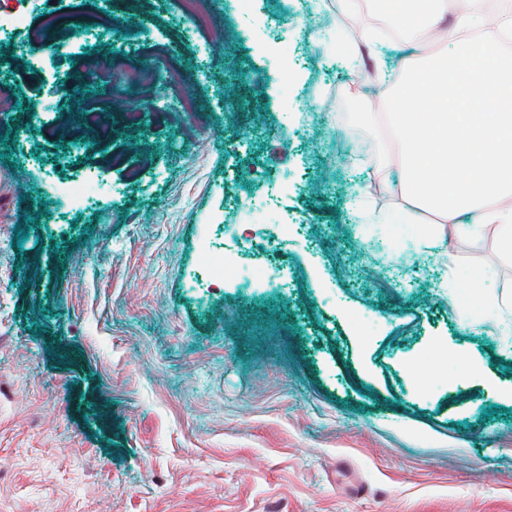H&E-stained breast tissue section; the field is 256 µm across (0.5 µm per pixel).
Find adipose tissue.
<instances>
[{
  "label": "adipose tissue",
  "mask_w": 512,
  "mask_h": 512,
  "mask_svg": "<svg viewBox=\"0 0 512 512\" xmlns=\"http://www.w3.org/2000/svg\"><path fill=\"white\" fill-rule=\"evenodd\" d=\"M420 28H436L440 18L453 24L443 41L446 52L404 67V79L379 68L366 76L349 68L350 84L362 82L383 88L391 106L390 126L399 151L390 158L377 153L364 166L398 171L397 208L401 223H419V244L445 256L449 280L467 291L456 249L476 246L489 232L497 241L484 262L490 304L512 313V281L497 278L499 269L512 268V207L496 205L512 197V69L495 57L475 58L478 35L512 40V14L479 10L474 0H408Z\"/></svg>",
  "instance_id": "ef3b65f1"
}]
</instances>
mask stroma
I'll use <instances>...</instances> for the list:
<instances>
[{"instance_id": "obj_1", "label": "stroma", "mask_w": 512, "mask_h": 512, "mask_svg": "<svg viewBox=\"0 0 512 512\" xmlns=\"http://www.w3.org/2000/svg\"><path fill=\"white\" fill-rule=\"evenodd\" d=\"M338 4L229 7L215 40L171 0H0V512H512V349L444 262L395 287L391 201L328 163L397 150L340 78L353 14L305 24ZM205 245L271 281L216 284Z\"/></svg>"}]
</instances>
